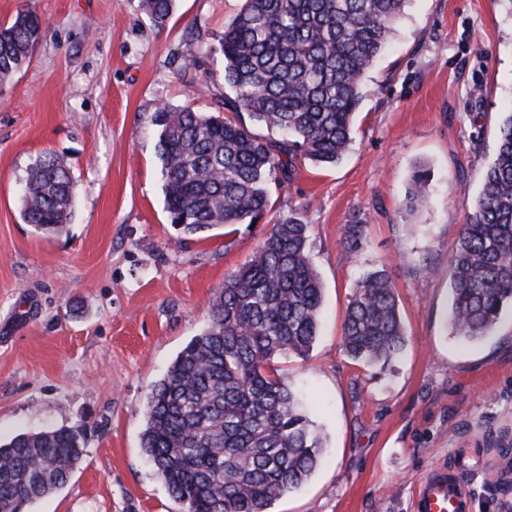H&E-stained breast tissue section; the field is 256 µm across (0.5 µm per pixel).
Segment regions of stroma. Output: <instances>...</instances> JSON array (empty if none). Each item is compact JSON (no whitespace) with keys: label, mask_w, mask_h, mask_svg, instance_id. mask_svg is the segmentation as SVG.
<instances>
[{"label":"stroma","mask_w":512,"mask_h":512,"mask_svg":"<svg viewBox=\"0 0 512 512\" xmlns=\"http://www.w3.org/2000/svg\"><path fill=\"white\" fill-rule=\"evenodd\" d=\"M242 5L175 0L159 27L140 0H0V23L23 10L42 21L29 65L0 85V442L53 428L84 437L68 482L25 512H181L141 451L148 394L269 225L181 235L164 209L151 117L163 103L217 112L224 58L208 48ZM183 59L194 67L177 71ZM363 86L343 159L268 185L275 216L308 224L324 288L309 359L271 366L304 391L326 440L311 478L270 512H415L438 470L464 483L471 512H502L512 308L481 341L455 337L448 257L512 109V11L502 0H407ZM48 153L77 192L52 235L20 216L27 169ZM419 167L427 198L407 214ZM348 224L363 227L357 244ZM380 266L408 339L383 369L353 364L341 346L355 282Z\"/></svg>","instance_id":"obj_1"}]
</instances>
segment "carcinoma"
Here are the masks:
<instances>
[{"instance_id":"1","label":"carcinoma","mask_w":512,"mask_h":512,"mask_svg":"<svg viewBox=\"0 0 512 512\" xmlns=\"http://www.w3.org/2000/svg\"><path fill=\"white\" fill-rule=\"evenodd\" d=\"M406 0H245L224 28L222 109L234 117L164 105L153 113L164 207L185 237L216 226L258 224L272 210L267 181L299 165L339 162L352 143L363 75L388 45ZM174 0H143L163 25ZM38 16L0 25V84L29 62ZM248 116L243 120L242 116ZM285 134L262 138L251 125ZM429 173L415 171L404 211L423 203ZM75 207L69 168L54 154L27 172L23 220L63 231ZM308 225H270L251 258L209 302L210 325L151 388L141 449L183 512H269L312 475L325 443L299 391L269 371L277 356L308 357L318 336L323 288L308 251ZM450 322L466 341L487 335L512 307V110L495 158L448 257ZM407 345L386 269L355 283L342 349L355 364L385 366ZM83 454L68 428L22 432L0 445V512L63 487Z\"/></svg>"}]
</instances>
